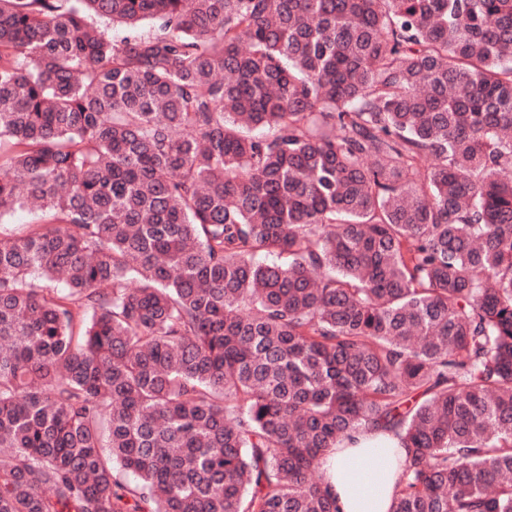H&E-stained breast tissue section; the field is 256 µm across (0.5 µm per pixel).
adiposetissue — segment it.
<instances>
[{
  "instance_id": "adipose-tissue-1",
  "label": "adipose tissue",
  "mask_w": 512,
  "mask_h": 512,
  "mask_svg": "<svg viewBox=\"0 0 512 512\" xmlns=\"http://www.w3.org/2000/svg\"><path fill=\"white\" fill-rule=\"evenodd\" d=\"M403 460L389 435L367 433L356 446L336 448L322 470L339 512H390Z\"/></svg>"
}]
</instances>
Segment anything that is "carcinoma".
Instances as JSON below:
<instances>
[{"mask_svg": "<svg viewBox=\"0 0 512 512\" xmlns=\"http://www.w3.org/2000/svg\"><path fill=\"white\" fill-rule=\"evenodd\" d=\"M31 205L0 512H336L365 432L391 512H512V0H0ZM404 453L391 435L365 433L323 460L325 484L340 512H390Z\"/></svg>", "mask_w": 512, "mask_h": 512, "instance_id": "obj_1", "label": "carcinoma"}]
</instances>
